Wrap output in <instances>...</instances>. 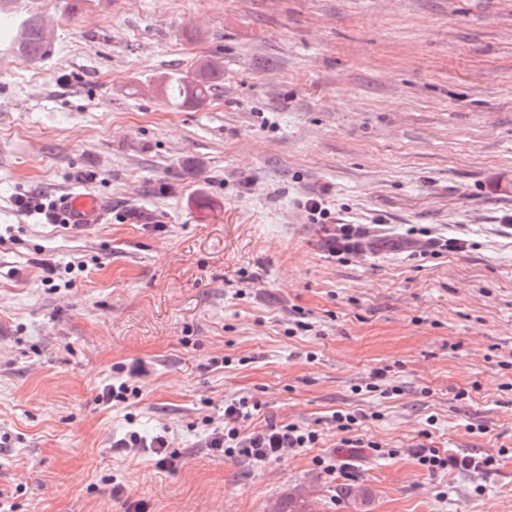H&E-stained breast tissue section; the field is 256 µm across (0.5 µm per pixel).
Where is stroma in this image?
Returning <instances> with one entry per match:
<instances>
[{
    "label": "stroma",
    "mask_w": 512,
    "mask_h": 512,
    "mask_svg": "<svg viewBox=\"0 0 512 512\" xmlns=\"http://www.w3.org/2000/svg\"><path fill=\"white\" fill-rule=\"evenodd\" d=\"M32 5L45 54L24 71L0 55L13 512H271L296 490L318 512H512V0ZM201 58L208 98L172 107L162 80ZM75 191L103 224L63 232L17 205ZM340 222L361 255L331 252ZM410 229L467 246L414 255ZM136 366L139 398L102 404ZM240 396L253 426L293 422L317 447L264 467L204 448ZM339 411L361 414L351 433ZM130 430L177 463L117 448ZM421 444L495 464L432 473Z\"/></svg>",
    "instance_id": "obj_1"
}]
</instances>
